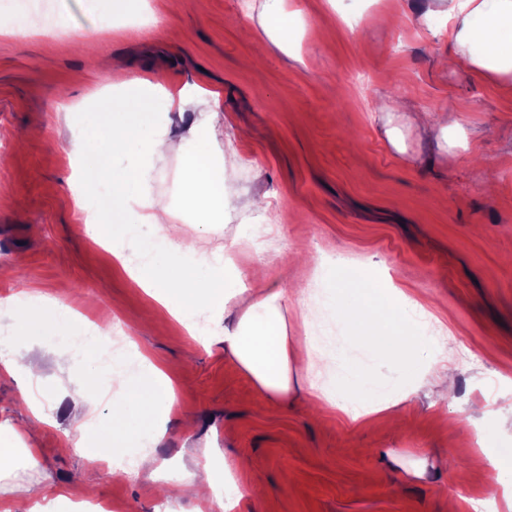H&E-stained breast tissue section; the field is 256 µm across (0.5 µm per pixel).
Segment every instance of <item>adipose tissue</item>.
Segmentation results:
<instances>
[{
	"label": "adipose tissue",
	"instance_id": "1",
	"mask_svg": "<svg viewBox=\"0 0 512 512\" xmlns=\"http://www.w3.org/2000/svg\"><path fill=\"white\" fill-rule=\"evenodd\" d=\"M448 35L452 44L449 62L478 77L512 89V0H448ZM207 116L195 121L187 140L177 141L141 109L138 91L112 98L110 109L89 117L74 133L69 153L91 151L96 164L84 172L73 193L81 210V222L93 239L113 237L114 225L128 226L129 238L112 249L130 278L157 304L160 318L178 321L190 336L199 328L195 314L211 311L224 324L222 334L209 343H223L224 356L253 381L264 400L287 399L293 373L320 375L326 372L323 355L307 347L305 359H297L288 335L284 312L288 297L283 288L271 285L268 270L253 266V287L240 278H229L209 267L207 249L199 227L224 221V152L211 123L221 110L218 97L205 102ZM173 154L181 162L185 186L182 210L157 203L153 194L154 161ZM112 198L111 211L98 209L101 194ZM149 236H142V229ZM342 266L330 262L320 267L324 282L323 305L344 328L350 344L373 355L410 360L418 352L411 333L394 334L392 316L403 320L430 316L429 306L381 282L369 266L342 276ZM20 320L34 328H59L70 333L82 352H102L109 337L82 331L66 307L35 305L21 309ZM160 383L159 390L142 391L129 373L124 355L112 354V378L124 389L112 403V422L118 429L133 430L141 416H182L180 385L147 356H140ZM134 468L150 478L165 481L177 496L205 501L223 483L218 470L184 469L168 475L164 465L143 453Z\"/></svg>",
	"mask_w": 512,
	"mask_h": 512
}]
</instances>
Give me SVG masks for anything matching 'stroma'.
Listing matches in <instances>:
<instances>
[{"label":"stroma","instance_id":"obj_1","mask_svg":"<svg viewBox=\"0 0 512 512\" xmlns=\"http://www.w3.org/2000/svg\"><path fill=\"white\" fill-rule=\"evenodd\" d=\"M287 2L302 19L289 31L288 54L261 24L264 0H183L177 17L137 25L129 14L111 13L109 0H0V15L33 23L25 36L0 35V196L17 201L0 211V299H48L113 335L134 337L139 351L180 380L181 405L193 415L189 424L170 418L158 437L147 423L150 451L177 471L212 448L216 468L251 486L253 512H448L452 498L460 512L486 505L507 512L504 502L486 500L484 451L512 448V90L441 67L446 0ZM107 12L111 32H96ZM91 30L107 70L76 49V36ZM158 69L173 89L219 94L223 110L213 125L226 193L263 201L252 211L227 208L223 224L202 232L209 247L265 219L266 241L243 251L238 271L266 263L273 281L293 292L285 318L298 338L296 300L320 305L315 281L327 257L375 266L419 300L438 298L435 316L456 340L448 349L453 397L426 387L410 393L403 430L353 419L339 405L313 416L310 403L322 385L335 386L339 403L350 398L337 385L340 374L401 389L435 349L424 341L420 357L402 369L348 347L331 318L328 373L294 376L287 403L261 406L222 345L156 320L153 302L85 233L68 188L76 171L68 153L72 126ZM385 93L420 112H456L447 147L423 139L405 113L376 111ZM73 103L81 110L64 123L63 109ZM392 128L404 151L391 145ZM41 337L49 351L37 398L50 422L9 440V447L36 449L38 459L13 486H56L67 503L52 512H71V502L86 495L85 454L96 451V498L114 512H156L163 503L156 481L112 473L113 461L134 452L105 442L120 393L111 374L99 375L105 398L91 429L72 432L68 392L93 365L52 330ZM462 342L477 359H463ZM30 385L26 375H0V422L28 420L20 395ZM458 442L471 447L461 460L452 450ZM442 458L449 471L466 472L464 483L452 486L447 473L436 474ZM416 461L426 464L419 477L411 473Z\"/></svg>","mask_w":512,"mask_h":512}]
</instances>
